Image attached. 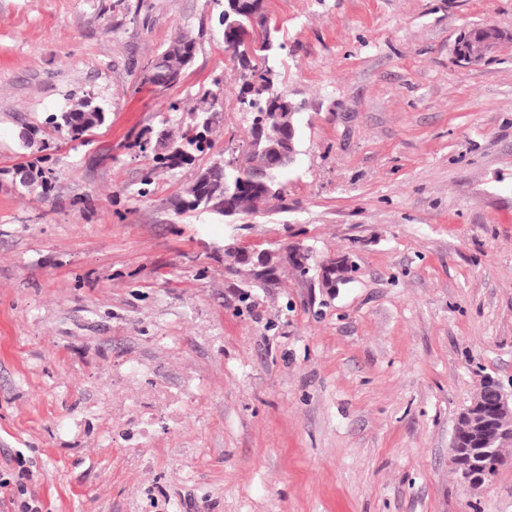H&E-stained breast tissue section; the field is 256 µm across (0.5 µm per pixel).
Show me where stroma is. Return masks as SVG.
Masks as SVG:
<instances>
[{
	"mask_svg": "<svg viewBox=\"0 0 512 512\" xmlns=\"http://www.w3.org/2000/svg\"><path fill=\"white\" fill-rule=\"evenodd\" d=\"M223 3L0 0V473L42 512H512V450L476 494L448 461L481 375L512 382V0H264L299 154L230 224L177 208L249 139ZM180 33L191 64L146 83ZM82 94L105 123L22 186L20 131ZM209 107L214 149L153 170ZM231 237L282 255L273 285ZM293 245L361 268L323 287ZM501 41L500 32L494 26H482L477 31H472L466 40L456 43L454 49L455 62L462 65L479 62Z\"/></svg>",
	"mask_w": 512,
	"mask_h": 512,
	"instance_id": "stroma-1",
	"label": "stroma"
}]
</instances>
